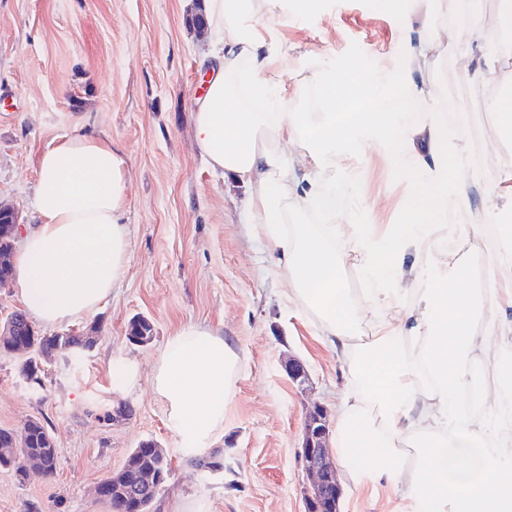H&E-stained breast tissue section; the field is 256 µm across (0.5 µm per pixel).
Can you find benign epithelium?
Segmentation results:
<instances>
[{"label":"benign epithelium","mask_w":512,"mask_h":512,"mask_svg":"<svg viewBox=\"0 0 512 512\" xmlns=\"http://www.w3.org/2000/svg\"><path fill=\"white\" fill-rule=\"evenodd\" d=\"M289 380L298 387L309 381L305 365L297 359L284 362ZM329 423L322 406L316 404L305 418L300 458L310 486L304 491V512H340L342 490L327 446Z\"/></svg>","instance_id":"7a95c632"}]
</instances>
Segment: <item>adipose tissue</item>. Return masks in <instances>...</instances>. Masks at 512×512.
Here are the masks:
<instances>
[{"label": "adipose tissue", "mask_w": 512, "mask_h": 512, "mask_svg": "<svg viewBox=\"0 0 512 512\" xmlns=\"http://www.w3.org/2000/svg\"><path fill=\"white\" fill-rule=\"evenodd\" d=\"M315 2L297 0L291 10L285 0H204L212 43L202 64L211 77L192 115L196 146L210 169L246 186L245 222L266 241L285 300L312 312L348 364L354 386L340 399L334 432L347 479L400 491L409 512H512V319L486 336L473 329L479 299L512 307V250L495 239L470 248V263L490 265L481 290L449 264L443 241L463 232L450 202L481 183L459 180L470 158L449 150L446 120L435 114L416 126L404 115L420 98L438 97L423 63L446 58L466 24L449 28L447 0H391L397 60L364 72L349 112L336 103V74L351 63L317 72L323 107L299 112L305 87L274 81L289 62L260 19L281 23ZM461 69L487 85L507 77L481 45ZM395 81L403 87L396 109L386 104ZM367 144L384 146L415 177L403 223H360L355 181L313 176ZM37 172V222L13 286L37 321L59 325L93 316L125 273L129 178L120 145L86 133L45 148ZM352 268L364 283L359 299L347 280ZM410 287L408 305L400 293ZM478 355L498 382L477 431L466 409ZM237 377L238 356L223 337L188 325L169 340L152 385L176 431L200 451L223 432Z\"/></svg>", "instance_id": "1"}]
</instances>
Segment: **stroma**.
Instances as JSON below:
<instances>
[{"instance_id":"35a3bbf8","label":"stroma","mask_w":512,"mask_h":512,"mask_svg":"<svg viewBox=\"0 0 512 512\" xmlns=\"http://www.w3.org/2000/svg\"><path fill=\"white\" fill-rule=\"evenodd\" d=\"M203 0H0V203L34 224L35 159L75 126L117 141L130 178L125 221L126 272L112 294L74 331L98 326L96 346L44 362L45 388L34 390L20 362L0 356V428L41 421L53 434L54 477L22 481L0 470V512H111L94 486L118 471L128 453L155 441L171 476L153 512H304L307 477L299 463L305 416L320 404L335 417L345 366L322 338L313 315L289 308L266 243L242 222L245 187L212 172L196 147L192 111L206 72L209 31L193 24ZM290 57L305 61L291 84L347 58L355 68L388 62L399 51L398 21L377 0H317L298 23L282 28ZM468 39L448 50V64L429 73L448 86V145L491 156L492 166L463 170V180L494 186L512 174V137L500 130L491 103L512 82L485 86L465 79L460 60ZM354 177L357 217L391 224L408 189L383 149L370 145L336 166ZM464 236L449 235L448 259L460 242L478 246L499 234L495 203L473 196L453 203ZM143 316L153 337L131 343L127 326ZM202 324L223 335L240 356L224 432L207 454L224 458L209 473L173 428L152 386L168 340ZM302 361L306 388L287 377L283 359ZM129 404V420L106 425L93 410ZM341 512H405L397 491L342 482Z\"/></svg>"}]
</instances>
